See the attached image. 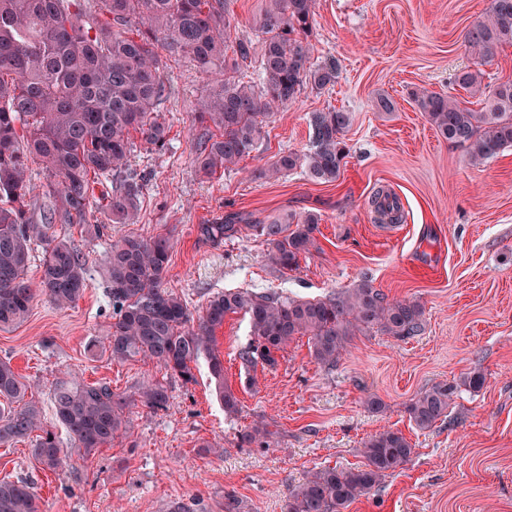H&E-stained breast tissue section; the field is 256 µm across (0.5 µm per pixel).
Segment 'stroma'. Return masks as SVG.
Returning a JSON list of instances; mask_svg holds the SVG:
<instances>
[{"instance_id": "1", "label": "stroma", "mask_w": 512, "mask_h": 512, "mask_svg": "<svg viewBox=\"0 0 512 512\" xmlns=\"http://www.w3.org/2000/svg\"><path fill=\"white\" fill-rule=\"evenodd\" d=\"M490 0H314L311 60L335 64L327 87L304 85L267 121L255 152L211 178L193 167L201 126L196 108L215 85L189 58L166 61L170 93L161 113L169 145L158 151L133 135L129 168L144 178L140 218L89 239L81 225L66 235L85 260L87 286L65 309L38 296L21 324L0 328V358L28 383L26 400L55 424L51 394L73 371L108 384L128 403L126 429L90 459L72 456L50 471L20 441L0 445V479L33 483L42 512H224L234 493L245 512H282L289 488L323 467L362 464L361 448L391 429L412 446L406 463L352 503L347 512H512V148L475 165L463 147L442 138L412 100L415 90L446 92L464 68L484 81H512V45L482 58L466 39ZM264 0H232L237 38L260 47ZM392 111L377 109L379 98ZM349 112V150L336 181H312L303 169L251 181L282 154L312 149V113ZM395 193L399 224H378L370 206L379 189ZM235 212L256 223L282 214H315L318 251L282 274L262 239L240 236L217 248L197 242L195 228ZM170 235L165 288L201 312L214 294L250 288L316 299L369 281L389 299L424 308L425 326L398 338L370 330L354 336L336 366L318 364L307 337L293 340L275 368H249L238 353L250 339L247 316L228 315L215 333L224 382L241 401L227 417L206 357L193 383L171 378L152 360L89 357L112 321L104 262L112 240ZM482 374L474 390L467 376ZM167 386V409L139 400L141 387ZM445 382L453 388L448 417L422 430L407 405ZM383 408L371 413L368 396ZM273 432L270 447L240 445L256 416Z\"/></svg>"}]
</instances>
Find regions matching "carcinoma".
<instances>
[{
    "mask_svg": "<svg viewBox=\"0 0 512 512\" xmlns=\"http://www.w3.org/2000/svg\"><path fill=\"white\" fill-rule=\"evenodd\" d=\"M314 0H266L259 20L263 34L256 77L241 72L252 45L231 36L229 0H0V327L21 323L37 295L66 308L86 288L85 260L71 246L65 229L85 224L93 238L110 224H134L143 184L128 170L131 135L158 151L169 142L160 105L169 89L163 57L185 56L202 72L223 76L198 103L205 126L195 166L211 177L249 157L262 138L263 124L278 108L296 99L303 85L323 88L336 78L333 64L311 63L307 33ZM466 40L491 57L512 44V0H490L486 17L468 30ZM237 61L227 65V50ZM456 85L484 103L476 112L457 97L429 90L412 93L428 122L444 139L466 148L479 164L512 147V81L485 84L481 73L463 70ZM347 112H315L310 120L312 150L300 157L281 155L251 172L271 179L303 168L314 181L330 183L348 155L342 140ZM39 164L48 182L37 203L30 167ZM112 178V192L93 203V184ZM375 221L396 224V196L379 190L371 198ZM104 212L105 221L94 217ZM250 231L267 245L268 264L286 273L319 250L318 218L286 215L263 224H243L231 214L197 225L198 240L220 246ZM43 250L41 276L26 275L32 246ZM173 244L163 235L125 236L112 243L105 276L112 301V324L102 345L87 347L91 357L103 347L117 361L142 356L156 361L184 383L195 381L193 363L208 355L209 371L221 385L224 412L235 415L240 401L224 384V361L215 351V332L230 314L248 316L251 341L242 363L273 368L277 353L299 336L311 341L314 359L334 366L352 337L373 328L395 337L416 336L424 328V309L410 300H388L367 281L323 299L298 300L276 292L226 290L212 296L193 315L181 296L164 288ZM27 386L10 362L0 360V399L18 402ZM452 391L439 382L406 407L409 420L428 429L448 417ZM141 402L163 410L168 388H141ZM55 417L70 447L89 457L122 430L124 402L106 384L86 383L78 375L56 382ZM43 433L34 437L36 430ZM273 433L263 418L240 431L246 445L270 446ZM30 440L31 456L55 470L69 459L58 435L41 426L40 408L27 402L0 409V444ZM412 447L399 432L383 430L363 445L356 468L325 467L288 489L283 512H343L395 473ZM0 512H41L40 498L24 480L0 481Z\"/></svg>",
    "mask_w": 512,
    "mask_h": 512,
    "instance_id": "carcinoma-1",
    "label": "carcinoma"
}]
</instances>
